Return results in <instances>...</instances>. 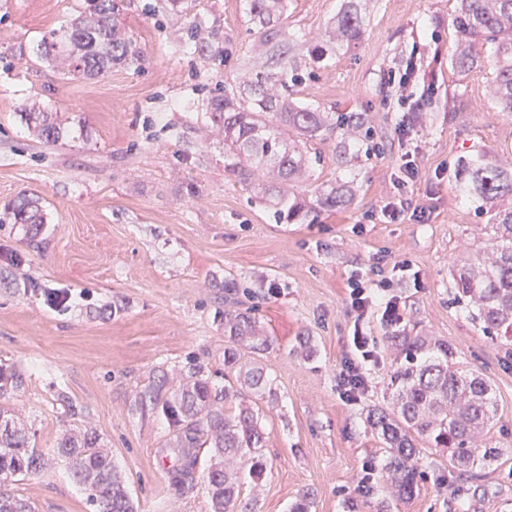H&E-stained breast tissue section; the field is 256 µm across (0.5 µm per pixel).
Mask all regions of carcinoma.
Masks as SVG:
<instances>
[{"instance_id":"obj_1","label":"carcinoma","mask_w":512,"mask_h":512,"mask_svg":"<svg viewBox=\"0 0 512 512\" xmlns=\"http://www.w3.org/2000/svg\"><path fill=\"white\" fill-rule=\"evenodd\" d=\"M359 0H344L332 34L310 51L314 63L356 45L363 37ZM249 22L265 51L263 66L237 85L226 84L207 103L213 125L224 137L225 170L239 182L266 180L263 198L280 221L314 224L326 211L349 201V186L331 183L312 198H284L288 182L319 155L313 141L353 135L364 118L328 112L294 98L309 75L307 63L295 52L294 39L282 26L287 0H247ZM120 0H85V7L57 28L40 35L36 57L55 63L67 76L92 77L119 66L139 69L144 61L121 22ZM461 50L460 69L478 65L476 40L491 46L498 67L494 100L512 112V0H460L454 17ZM47 144L61 137V126L50 112L22 110ZM456 188L480 201L490 215L491 233L482 246L468 252L452 274L453 303L465 306L504 354L512 358V162L498 154L480 153L459 161ZM14 223L38 234L45 223L41 198L23 196L11 206ZM224 384L216 385L198 365H191L171 386L158 377L139 394L142 407L158 411L168 424L178 464L171 484L191 486L202 448L211 451L207 480L211 512H254L242 496V476L234 467L247 466L248 478L263 479L267 462L262 453L265 424L257 401L274 395L272 380L260 357L273 345L253 309L224 312ZM396 353L387 383L388 402L364 409L367 426L383 450L381 473L388 488L402 500L416 496L423 479L418 460L430 448L448 455L456 470L471 472L492 466L503 449L486 443L497 408L490 380L456 360L448 343L396 329L387 336ZM20 375L0 371V512H35L32 503L9 486L46 465L42 451L30 446L28 431L6 404ZM72 477L89 491L95 512H135V504L110 452L96 433L78 429L64 434L56 446Z\"/></svg>"}]
</instances>
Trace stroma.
<instances>
[{
  "label": "stroma",
  "mask_w": 512,
  "mask_h": 512,
  "mask_svg": "<svg viewBox=\"0 0 512 512\" xmlns=\"http://www.w3.org/2000/svg\"><path fill=\"white\" fill-rule=\"evenodd\" d=\"M83 0H0V212L21 195L39 196L47 222L37 238L0 224V367L21 387L10 398L34 444L50 460L14 485L36 512H92L86 490L52 459L73 427L91 428L112 452L136 512H211L205 468L177 492V459L164 419L138 403L160 373L189 364L224 372V283L235 280L238 309L256 307L274 340L263 361L275 391L268 405L266 476L246 482L256 512H288L312 490V512H512V359L451 305V273L488 223L479 204L455 189L461 158L479 150L512 155V112L492 98L496 63L457 70L452 19L458 0H361L364 36L324 62L297 98L365 119L370 139L347 142L354 166L337 164L336 138L317 144L321 160L293 184L313 194L334 181L353 199L316 224L278 221L256 186L224 169V143L206 102L260 64L247 31L245 0H124L122 23L145 54L141 71L113 68L94 78L61 77L30 49ZM342 0H288L283 25L297 39L325 36ZM204 18L192 29L194 18ZM203 53H187L188 42ZM415 60L421 76L400 106L393 79ZM37 103L57 112L65 133L41 141L19 114ZM421 169L406 189L425 216L395 223L381 210L397 196L404 155ZM409 263L417 280L398 283L402 326L445 340L466 368L490 379L497 423L489 439L504 456L475 475L460 474L435 451L407 501L364 497L359 480L382 451L364 406L382 401L394 354L390 327L371 321L379 361L368 386L348 401L338 376L350 352L348 279ZM70 292L50 307L49 290ZM310 333L304 359L297 338Z\"/></svg>",
  "instance_id": "35a3bbf8"
}]
</instances>
